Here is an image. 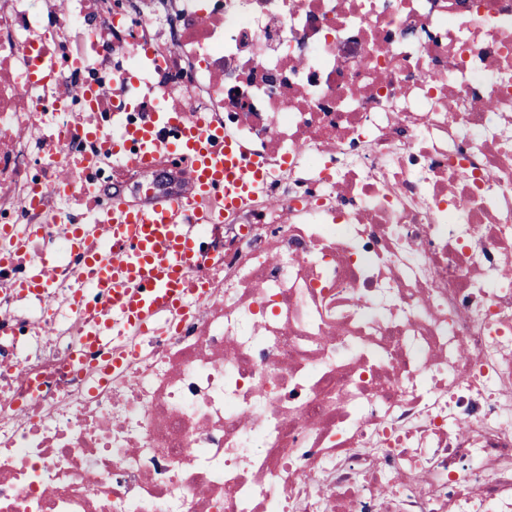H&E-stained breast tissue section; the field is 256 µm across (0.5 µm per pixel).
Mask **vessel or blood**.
Segmentation results:
<instances>
[{
  "mask_svg": "<svg viewBox=\"0 0 512 512\" xmlns=\"http://www.w3.org/2000/svg\"><path fill=\"white\" fill-rule=\"evenodd\" d=\"M130 142L137 144L136 153L127 152ZM164 151L190 158L186 191L138 203L118 199L95 219L106 228L112 248L87 251L86 261L95 288L109 298L110 306L101 312L100 324L89 331V343L111 335L113 321L142 329L158 310L180 306L193 288L187 273L201 258L197 228L224 221L223 212L201 207L200 199L219 185L224 189L225 209H233L259 193L266 182L263 163L244 160L238 145L201 114L188 118L175 112L145 113L141 122L127 127L122 140L112 144L117 160L141 169ZM51 272V262L39 259L20 282V290L42 292Z\"/></svg>",
  "mask_w": 512,
  "mask_h": 512,
  "instance_id": "b4317fda",
  "label": "vessel or blood"
}]
</instances>
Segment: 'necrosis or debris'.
Instances as JSON below:
<instances>
[{"label": "necrosis or debris", "instance_id": "1", "mask_svg": "<svg viewBox=\"0 0 512 512\" xmlns=\"http://www.w3.org/2000/svg\"><path fill=\"white\" fill-rule=\"evenodd\" d=\"M146 110L265 187L88 348L68 205ZM5 230L0 512H512V0H0ZM52 267L53 263L45 257L34 262L30 267L28 277L18 284V288L23 292L42 293L50 279Z\"/></svg>", "mask_w": 512, "mask_h": 512}]
</instances>
